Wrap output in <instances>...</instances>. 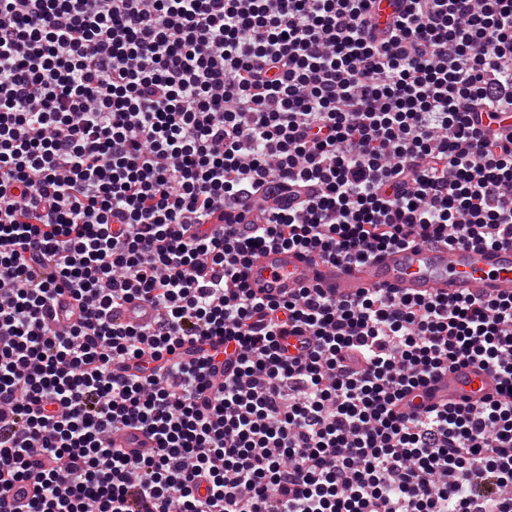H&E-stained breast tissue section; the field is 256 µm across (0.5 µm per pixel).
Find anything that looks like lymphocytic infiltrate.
I'll return each mask as SVG.
<instances>
[{"instance_id": "lymphocytic-infiltrate-1", "label": "lymphocytic infiltrate", "mask_w": 512, "mask_h": 512, "mask_svg": "<svg viewBox=\"0 0 512 512\" xmlns=\"http://www.w3.org/2000/svg\"><path fill=\"white\" fill-rule=\"evenodd\" d=\"M370 2L0 0V512H512V297L245 280L512 246V0ZM497 377L487 370L474 366H462L431 379L420 391L414 404L424 406L440 405L452 400L457 403L479 405L495 395L498 388ZM106 441L113 448H124L127 451L147 452L155 446L152 436L140 429L114 431L107 436Z\"/></svg>"}]
</instances>
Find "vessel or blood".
<instances>
[{
  "instance_id": "vessel-or-blood-1",
  "label": "vessel or blood",
  "mask_w": 512,
  "mask_h": 512,
  "mask_svg": "<svg viewBox=\"0 0 512 512\" xmlns=\"http://www.w3.org/2000/svg\"><path fill=\"white\" fill-rule=\"evenodd\" d=\"M248 284L260 296H288L314 284L336 298H353L368 288H391L414 298H507L512 296V247L410 245L380 253L364 266L315 263L294 250L267 248L254 260ZM497 388L498 379L490 371L462 366L431 379L419 402L478 405ZM107 441L128 451L146 452L155 446L152 436L140 429L112 432Z\"/></svg>"
}]
</instances>
